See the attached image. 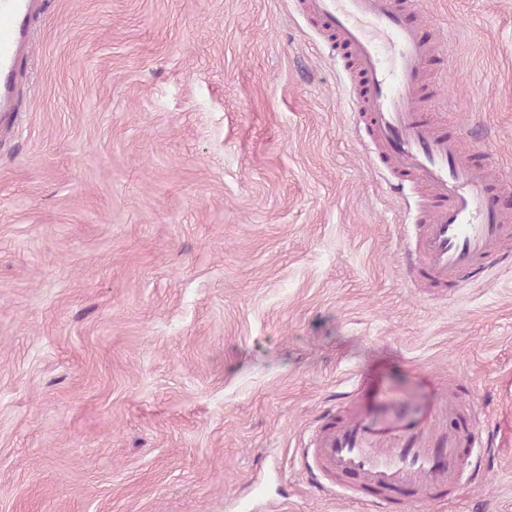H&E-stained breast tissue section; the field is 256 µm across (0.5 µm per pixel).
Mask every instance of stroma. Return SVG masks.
Masks as SVG:
<instances>
[{
	"mask_svg": "<svg viewBox=\"0 0 512 512\" xmlns=\"http://www.w3.org/2000/svg\"><path fill=\"white\" fill-rule=\"evenodd\" d=\"M450 32L433 119L512 171V0ZM347 61L296 0H48L0 119V512H369L320 492L314 421L369 376L479 399L484 476L423 512H512V272L412 280L425 188H389Z\"/></svg>",
	"mask_w": 512,
	"mask_h": 512,
	"instance_id": "obj_1",
	"label": "stroma"
}]
</instances>
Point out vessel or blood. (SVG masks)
I'll use <instances>...</instances> for the list:
<instances>
[{"label": "vessel or blood", "instance_id": "1", "mask_svg": "<svg viewBox=\"0 0 512 512\" xmlns=\"http://www.w3.org/2000/svg\"><path fill=\"white\" fill-rule=\"evenodd\" d=\"M301 11L337 37L358 76L357 119L370 133L365 147L397 182L429 192L415 251L403 254L410 277L435 288H457L494 266H512V209L501 195L512 182L481 149L465 153L464 135L477 128H445L422 107L426 81L441 66L423 30L417 0H301ZM38 0H0V112H12L21 42ZM475 414L454 389L416 407L373 394L350 420L316 421L303 450L321 475L346 476L367 489L376 512H418L447 496L464 471L483 475L479 451L488 447Z\"/></svg>", "mask_w": 512, "mask_h": 512}]
</instances>
